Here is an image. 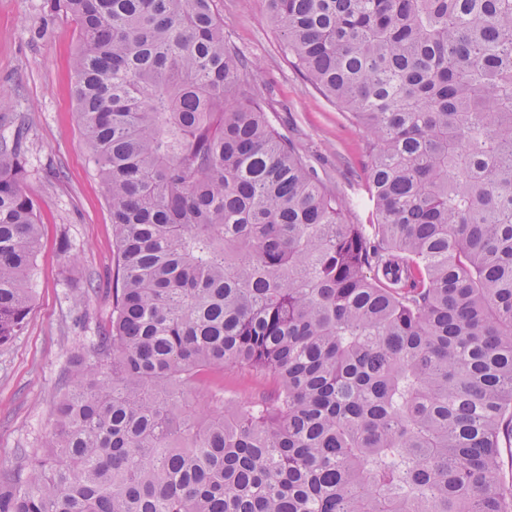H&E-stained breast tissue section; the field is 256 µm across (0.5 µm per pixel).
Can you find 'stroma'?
Returning a JSON list of instances; mask_svg holds the SVG:
<instances>
[{
  "label": "stroma",
  "instance_id": "obj_1",
  "mask_svg": "<svg viewBox=\"0 0 512 512\" xmlns=\"http://www.w3.org/2000/svg\"><path fill=\"white\" fill-rule=\"evenodd\" d=\"M224 35L245 57L243 82L265 103L271 122L347 203L350 223L369 220L365 133L308 85L292 66L263 0H221ZM73 17L50 0H0V136L22 132L26 187L38 206L40 247L29 286L32 309L19 336L0 346V474L17 472L43 446L56 398L74 361L94 357L112 315V216L102 184L87 164L76 117ZM262 398L266 378L237 368L211 375L192 393L196 405Z\"/></svg>",
  "mask_w": 512,
  "mask_h": 512
}]
</instances>
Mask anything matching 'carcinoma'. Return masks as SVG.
<instances>
[{
    "label": "carcinoma",
    "instance_id": "obj_1",
    "mask_svg": "<svg viewBox=\"0 0 512 512\" xmlns=\"http://www.w3.org/2000/svg\"><path fill=\"white\" fill-rule=\"evenodd\" d=\"M112 320L0 512H512V0H266L366 132L367 224L242 82L217 0H53ZM0 138V345L40 235ZM271 395L201 413L214 369Z\"/></svg>",
    "mask_w": 512,
    "mask_h": 512
}]
</instances>
